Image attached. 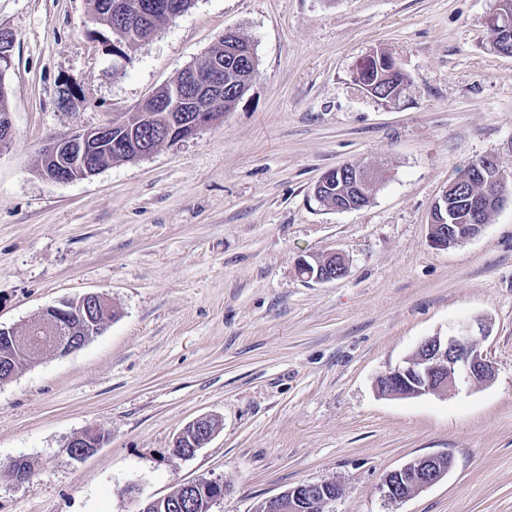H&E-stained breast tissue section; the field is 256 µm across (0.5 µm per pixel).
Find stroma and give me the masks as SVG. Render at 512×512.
Returning <instances> with one entry per match:
<instances>
[{
  "label": "stroma",
  "instance_id": "35a3bbf8",
  "mask_svg": "<svg viewBox=\"0 0 512 512\" xmlns=\"http://www.w3.org/2000/svg\"><path fill=\"white\" fill-rule=\"evenodd\" d=\"M494 0H194L128 55L90 20L91 0H0L15 37L0 148V326L24 327L89 292L115 318L80 350L44 355L0 383V512H137L220 477L214 512H257L329 481L331 512H512V188L475 238L429 242L457 167L512 172V56L485 19ZM256 68L221 122L96 175L53 182L50 138L137 110L226 30ZM391 55L408 78L383 102L357 61ZM69 84L84 105H61ZM347 163L377 170L371 202L339 212L312 188ZM347 276L318 283L299 261L334 251ZM488 322L490 382L442 397L384 396L376 379L425 339ZM200 416L219 432L173 450ZM105 442L76 460L66 444ZM444 454L433 486L385 500L384 476ZM33 464L18 481L9 463Z\"/></svg>",
  "mask_w": 512,
  "mask_h": 512
}]
</instances>
